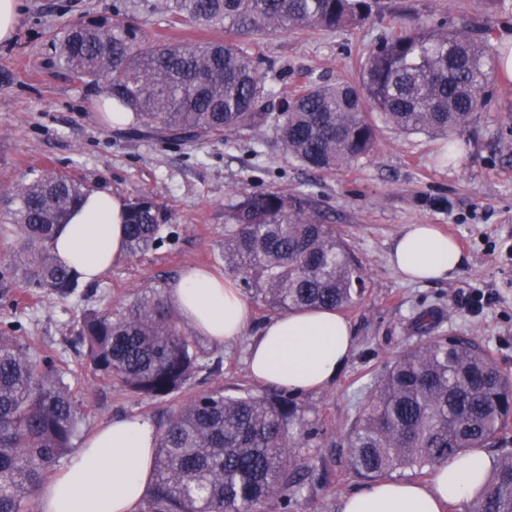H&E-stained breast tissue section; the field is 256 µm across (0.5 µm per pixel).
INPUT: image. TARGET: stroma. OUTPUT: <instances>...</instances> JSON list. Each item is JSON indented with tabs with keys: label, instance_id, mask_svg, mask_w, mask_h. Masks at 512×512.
Here are the masks:
<instances>
[{
	"label": "stroma",
	"instance_id": "1",
	"mask_svg": "<svg viewBox=\"0 0 512 512\" xmlns=\"http://www.w3.org/2000/svg\"><path fill=\"white\" fill-rule=\"evenodd\" d=\"M119 0H22L13 40L0 42V195L24 178L54 171L106 188L130 201L149 195L167 213L163 244L115 263L97 282L62 300L14 285L0 298V323L36 354L51 355L66 382L87 402L80 424L88 436L124 416L160 422L187 402L141 399L94 376L75 337L83 311H124L149 288L167 290L195 267L223 272L220 244L225 210L238 192L275 191L314 197L323 223L336 226L362 262L367 295L344 315L355 346L336 379L300 399L324 419L332 448H306L311 482L289 507L266 502L263 512H341L343 499L365 487L351 465L344 434L382 365L419 340V314L435 315V334L462 336L485 346L512 373V80L495 74L486 109L458 133L461 148L446 161L448 141L380 128L372 155L333 173L309 170L283 150L273 126L225 139L177 145L102 117L101 85L78 79L59 60L55 45L74 22L109 16ZM465 14L489 26L494 46L512 47V0H386L385 9L360 27L335 31L276 32L236 37L260 58L275 95L266 111L310 80H354L366 57L400 23H456ZM136 19L156 43H207L220 32L170 22L163 10L143 9ZM408 224H434L452 237L464 263L449 279L409 283L391 266L395 238ZM252 321L238 340L201 341L208 357H222L220 374L198 375L193 389L223 386L225 393L253 387L246 348L276 312L251 302Z\"/></svg>",
	"mask_w": 512,
	"mask_h": 512
}]
</instances>
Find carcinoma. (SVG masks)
<instances>
[{"label": "carcinoma", "instance_id": "carcinoma-1", "mask_svg": "<svg viewBox=\"0 0 512 512\" xmlns=\"http://www.w3.org/2000/svg\"><path fill=\"white\" fill-rule=\"evenodd\" d=\"M379 0H164L174 22L189 19L228 34L254 36L365 24ZM489 28L400 27L359 66L357 80H311L264 111L275 93L254 59L230 41L152 43L116 18L79 21L59 39V58L78 78L104 85L107 112H132L138 130L175 142H205L275 123L283 149L308 169L336 172L368 157L379 124L405 134L449 135L482 110L479 92L508 56ZM91 188L54 172L19 183L6 220L20 248L0 264V296L19 282L60 298L78 274L51 248L55 232ZM221 257L239 286L263 305L346 310L367 292L359 260L336 227L324 224L307 194H238L228 206ZM165 215L150 196L128 203L127 254L163 242ZM168 297L149 289L125 313L85 311L76 337L93 369L129 392L166 402L202 363L195 337L181 329ZM82 401L54 358L31 352L0 328V512H34L56 462L74 448ZM512 375L485 347L425 336L386 362L346 433L355 472L369 480L426 475L474 448H501L468 512H512ZM315 411L278 387L224 394L202 390L157 428L155 479L140 512H259L303 492L309 468L298 448H330Z\"/></svg>", "mask_w": 512, "mask_h": 512}]
</instances>
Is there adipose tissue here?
<instances>
[{"label":"adipose tissue","instance_id":"1","mask_svg":"<svg viewBox=\"0 0 512 512\" xmlns=\"http://www.w3.org/2000/svg\"><path fill=\"white\" fill-rule=\"evenodd\" d=\"M126 202L92 191L52 243L58 258L85 282L99 279L125 254ZM391 264L408 280L452 276L464 257L455 242L431 224H409L397 236ZM168 295L197 335L223 344L241 336L251 309L231 280L196 269L173 282ZM354 348L350 323L334 310H293L268 320L247 354L252 379L292 392L329 386ZM157 430L129 416L90 435L68 465L41 489L38 512H138L153 475ZM490 470L479 448L439 465L429 484L378 481L347 496L341 512H446L472 502Z\"/></svg>","mask_w":512,"mask_h":512}]
</instances>
